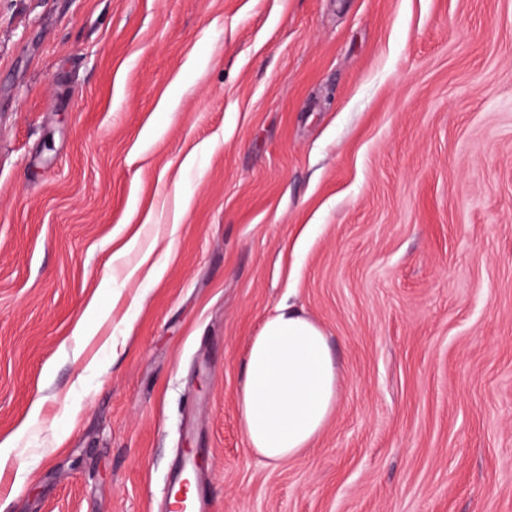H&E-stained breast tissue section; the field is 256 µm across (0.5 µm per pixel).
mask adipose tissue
Here are the masks:
<instances>
[{
  "label": "adipose tissue",
  "instance_id": "1",
  "mask_svg": "<svg viewBox=\"0 0 512 512\" xmlns=\"http://www.w3.org/2000/svg\"><path fill=\"white\" fill-rule=\"evenodd\" d=\"M338 375L322 328L282 304L253 336L238 396L242 431L271 464L301 457L336 410Z\"/></svg>",
  "mask_w": 512,
  "mask_h": 512
}]
</instances>
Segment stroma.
Returning <instances> with one entry per match:
<instances>
[{
    "label": "stroma",
    "instance_id": "obj_1",
    "mask_svg": "<svg viewBox=\"0 0 512 512\" xmlns=\"http://www.w3.org/2000/svg\"><path fill=\"white\" fill-rule=\"evenodd\" d=\"M336 412L237 399L282 303ZM0 512H512V0H0ZM238 415L251 450L269 464L301 457L336 410L338 375L322 328L284 303L253 336ZM191 450L182 456L181 464L165 490V510L169 512H212L205 484L200 478L201 468ZM195 474L193 485L186 483L185 474Z\"/></svg>",
    "mask_w": 512,
    "mask_h": 512
}]
</instances>
